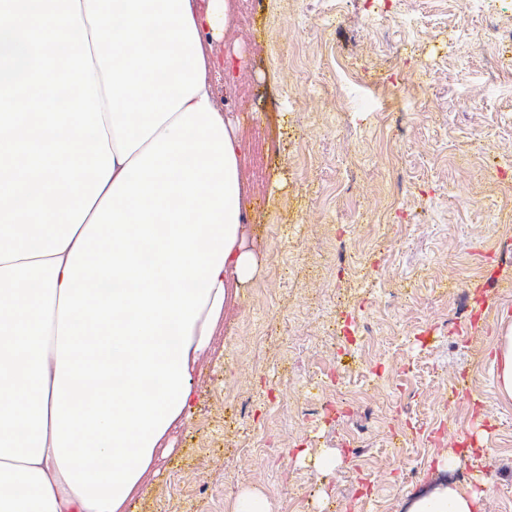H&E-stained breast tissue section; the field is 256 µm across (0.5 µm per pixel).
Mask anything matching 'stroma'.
I'll return each instance as SVG.
<instances>
[{"label": "stroma", "instance_id": "stroma-1", "mask_svg": "<svg viewBox=\"0 0 512 512\" xmlns=\"http://www.w3.org/2000/svg\"><path fill=\"white\" fill-rule=\"evenodd\" d=\"M225 2L206 56L241 145V238L257 267L246 283L228 277L192 406L131 512H233L245 490L271 512H405L440 484L452 440L482 512H512V398L493 360L512 296L468 273L471 253L490 248L507 260L485 274L512 279V200L491 180L512 153V74L489 68L483 16L458 0ZM489 310L492 341L449 344L444 320ZM330 364L372 396L353 418L320 413L312 377ZM463 377L475 387L449 398ZM448 410V440L392 453ZM303 452L333 453L334 471L318 474ZM405 463L409 481L397 477Z\"/></svg>", "mask_w": 512, "mask_h": 512}]
</instances>
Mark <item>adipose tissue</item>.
Here are the masks:
<instances>
[{"instance_id":"obj_1","label":"adipose tissue","mask_w":512,"mask_h":512,"mask_svg":"<svg viewBox=\"0 0 512 512\" xmlns=\"http://www.w3.org/2000/svg\"><path fill=\"white\" fill-rule=\"evenodd\" d=\"M223 33L224 0H0V512H125L192 402L226 273L255 271L204 51ZM479 509L444 484L407 512Z\"/></svg>"}]
</instances>
